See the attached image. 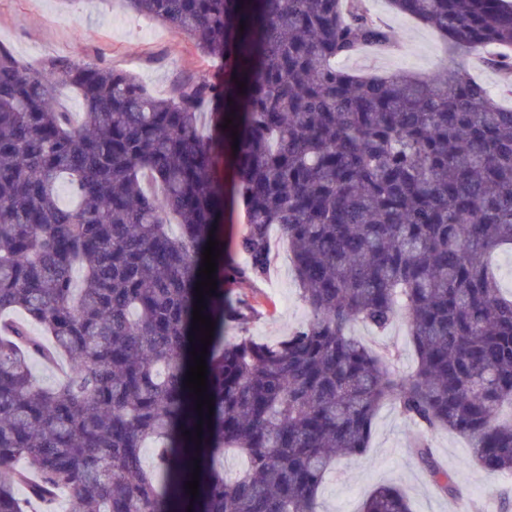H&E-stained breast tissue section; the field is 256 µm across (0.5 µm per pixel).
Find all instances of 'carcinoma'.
<instances>
[{
	"mask_svg": "<svg viewBox=\"0 0 512 512\" xmlns=\"http://www.w3.org/2000/svg\"><path fill=\"white\" fill-rule=\"evenodd\" d=\"M388 3L435 30L452 63L343 66L395 47L367 0H126L224 61L164 97L90 61L31 70L0 43V512H50L61 491L80 512H317L386 402L420 428L414 454L439 492L456 488L435 430L512 472V293L494 264L512 248V109L459 60L480 52L512 74V4ZM66 88L85 104L78 120L58 106ZM205 103L225 105L208 135ZM226 152L247 224L242 260L218 263L204 295L214 414L200 417L185 380L204 347L192 312L204 247L221 240ZM274 227L312 318L274 344L226 342L224 324L255 309L224 285L265 279ZM400 313L416 353L405 376L348 333ZM62 359L55 385L35 383L34 361ZM229 451L246 467L226 480ZM361 512L412 509L384 485Z\"/></svg>",
	"mask_w": 512,
	"mask_h": 512,
	"instance_id": "carcinoma-1",
	"label": "carcinoma"
}]
</instances>
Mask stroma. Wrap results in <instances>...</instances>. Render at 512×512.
I'll list each match as a JSON object with an SVG mask.
<instances>
[{"label": "stroma", "mask_w": 512, "mask_h": 512, "mask_svg": "<svg viewBox=\"0 0 512 512\" xmlns=\"http://www.w3.org/2000/svg\"><path fill=\"white\" fill-rule=\"evenodd\" d=\"M369 6L392 30L396 48L387 54L354 56L347 60V68L358 73H428L446 60L445 46L435 31L396 14L387 0H369ZM0 42L33 68L51 57H82L135 73L157 97L166 96L185 79L220 69L219 61L200 57L184 34L134 15L121 0H0ZM273 244L265 281L252 288H224L230 302L245 300L257 310L247 322L225 324L226 339L255 336L273 342L311 316L294 280L287 243L277 237ZM351 332L388 357L397 374L414 370L415 349L404 321L382 333L358 323ZM418 433L398 408L382 406L367 451L340 460L326 476L318 494L320 512H360L381 484L399 488L412 512H512V474L482 469L473 462L467 440L451 431L434 432L429 440L460 494H439L412 452Z\"/></svg>", "instance_id": "1"}]
</instances>
